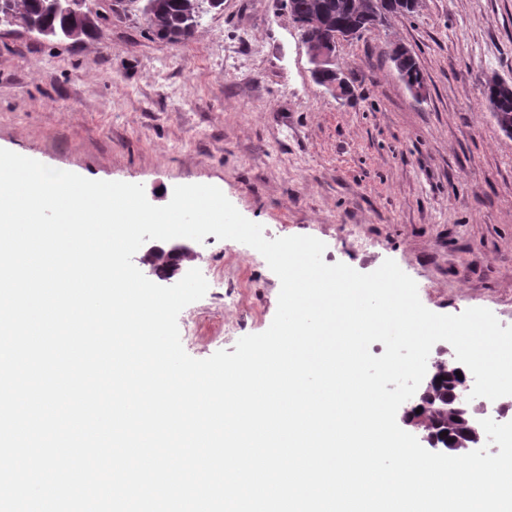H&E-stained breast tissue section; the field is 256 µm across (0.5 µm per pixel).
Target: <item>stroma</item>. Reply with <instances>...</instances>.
Instances as JSON below:
<instances>
[{
	"label": "stroma",
	"mask_w": 512,
	"mask_h": 512,
	"mask_svg": "<svg viewBox=\"0 0 512 512\" xmlns=\"http://www.w3.org/2000/svg\"><path fill=\"white\" fill-rule=\"evenodd\" d=\"M405 46L426 85L415 98L389 51ZM353 95L310 73L284 0H224L193 37L166 43L138 19L100 23L82 41L0 27V148L92 180L220 188L267 239L309 235L326 263L362 273L393 259L438 314L471 307L512 326V137L483 86L512 84V0H419L345 42ZM196 268L222 269L186 306L188 355L234 352L275 316L278 277L255 249L195 243ZM235 335L217 334L224 324Z\"/></svg>",
	"instance_id": "stroma-1"
}]
</instances>
